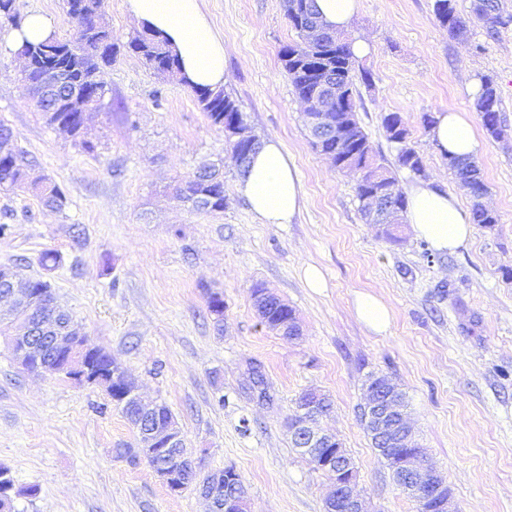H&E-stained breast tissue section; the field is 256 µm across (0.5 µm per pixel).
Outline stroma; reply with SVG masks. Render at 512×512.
<instances>
[{
  "label": "stroma",
  "instance_id": "1",
  "mask_svg": "<svg viewBox=\"0 0 512 512\" xmlns=\"http://www.w3.org/2000/svg\"><path fill=\"white\" fill-rule=\"evenodd\" d=\"M434 0H361L346 31L365 41L358 63L359 118L377 151L394 161L398 147L381 128L400 113L407 144L422 156L425 181L469 191L432 145L422 117L443 111L475 116L473 82L491 77L502 100L503 139L481 136L488 193L499 218L476 226L452 254H424L410 225L390 243L364 223L353 175L317 153L304 107L278 51L296 33L282 0H202L224 41V89L252 131L277 136L294 159L304 206L289 224H262L238 190L224 132L189 86L155 76L136 55L121 53L104 76L107 108L89 114L86 153L51 128L31 98L22 63L0 49V122L37 174L63 190L64 211L34 196L0 191V267L50 282L93 344L122 364L142 395L165 403L203 470L234 467L250 512H324L331 477L296 448L285 426L296 397L329 394L321 427L335 433L356 467L369 512H417L397 489L360 420L369 375L385 374L405 395L408 420L428 461L450 487L458 512H512V27L488 38L471 25L449 37ZM224 163L220 212L174 200L177 178L207 161ZM56 252L58 265L42 258ZM318 267L324 288L304 285ZM260 282L292 306L301 336L287 340L259 323L251 286ZM224 297V328L208 311L209 292ZM381 296L391 321L370 330L354 297ZM260 364L274 394L248 390ZM229 402L219 406L215 394ZM251 431L242 434L241 423ZM134 434L102 387L23 370L0 336V465L16 487V512H208L196 492H170L145 459L121 456Z\"/></svg>",
  "mask_w": 512,
  "mask_h": 512
}]
</instances>
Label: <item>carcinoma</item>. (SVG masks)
Masks as SVG:
<instances>
[{
    "instance_id": "cac0c4a2",
    "label": "carcinoma",
    "mask_w": 512,
    "mask_h": 512,
    "mask_svg": "<svg viewBox=\"0 0 512 512\" xmlns=\"http://www.w3.org/2000/svg\"><path fill=\"white\" fill-rule=\"evenodd\" d=\"M283 8L289 25L297 34V40L279 50L278 57L282 69L288 76L296 96L303 100L315 93H323L321 78L326 73L336 76L342 89L339 99L327 102V112L332 120L339 123L343 134L331 138L322 144L312 143L320 154L329 156V163L340 171L357 175L356 196L359 202L374 191L387 195L398 213L405 212V194L390 169L377 162L374 145L358 117V99H360L355 81V58L351 43L341 34L329 29L316 10L314 0H283ZM433 11L441 26L448 29L452 38L466 36L470 24L477 22L485 28L490 38L498 36L500 30L512 24V13L504 10L501 0H473L471 16L459 15L453 0H434ZM321 24V37L312 42L306 41L303 31L305 17ZM79 32L72 40H59L50 37L32 44L25 42L16 50L17 55H30L34 67L28 72L27 79L34 89L41 90L40 78L45 68H57L63 71L69 80V86L85 94L92 108L101 111L105 108V82L101 79V66H108L115 60L119 49L112 43V31H98L90 18L77 17ZM129 52L142 59L144 64L156 74L165 78L181 75L177 56L166 40L159 34L144 28L127 43ZM201 109L211 122L219 127L239 117L246 120L236 101L222 89L193 88ZM55 94L49 93L41 100V112L48 125L78 142L81 148L91 152L94 146L78 134L81 115L78 112H53ZM474 107L478 112L486 134L499 139L505 132L501 117L502 102L494 82L486 78L475 98ZM381 126L388 142L398 144L407 139L408 130L403 117L398 112H389L382 116ZM255 143L247 148L243 145L231 146L232 158L238 172H244L251 155L258 148L259 137L254 135ZM396 165L419 175L424 172L423 160L413 148L402 147L397 153ZM34 161L22 151L10 155L0 154V189H25L39 198L42 204L61 212L66 205V197L60 187L44 177L32 176ZM448 169L456 180L471 186L473 198V221L486 228L499 223L497 214L486 208L482 198L487 193L480 162L475 158H448ZM174 197L195 211H221L224 209V174L201 173L199 171L180 180L174 187ZM26 300L34 303L55 294L50 284L42 279H28L22 289ZM261 323L272 331H280V323L297 318L293 307L279 301L277 307L258 310ZM90 375L103 377L111 371L112 357L101 348L93 345L88 351ZM250 390L267 403L273 401L270 386L260 366L250 367ZM192 457L187 445L180 448H160L154 460L185 459ZM35 495V489L14 490V482L0 486V512H15L14 496Z\"/></svg>"
}]
</instances>
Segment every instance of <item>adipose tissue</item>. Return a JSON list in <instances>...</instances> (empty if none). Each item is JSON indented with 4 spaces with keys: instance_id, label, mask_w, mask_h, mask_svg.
<instances>
[{
    "instance_id": "ef3b65f1",
    "label": "adipose tissue",
    "mask_w": 512,
    "mask_h": 512,
    "mask_svg": "<svg viewBox=\"0 0 512 512\" xmlns=\"http://www.w3.org/2000/svg\"><path fill=\"white\" fill-rule=\"evenodd\" d=\"M138 24L160 31L178 54L182 72L195 87L223 86L224 42L201 10V0H127ZM431 140L443 153L477 156L481 143L466 113L444 111L435 116ZM239 190L260 223L289 224L300 212L303 185L294 160L281 140L263 138L251 155ZM405 221L413 233L441 253L454 252L472 239L471 216L458 195L416 182L407 194Z\"/></svg>"
}]
</instances>
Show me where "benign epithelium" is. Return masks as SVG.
I'll return each instance as SVG.
<instances>
[{
	"mask_svg": "<svg viewBox=\"0 0 512 512\" xmlns=\"http://www.w3.org/2000/svg\"><path fill=\"white\" fill-rule=\"evenodd\" d=\"M308 103L313 133L323 140L331 138L333 131L330 119L322 112L321 100L312 98ZM76 109L88 111L86 103L82 102L77 92L67 91L57 99L56 111L72 112ZM367 203L369 210L380 223H398L386 197L376 194ZM8 344L24 369L64 375L72 380L84 378L78 349L72 345L68 336H11ZM127 380L128 377L120 366H112L108 384L112 385V392L120 397V401L133 402L143 414L154 412L156 402L143 399L135 389L127 390ZM322 406L320 393L312 392L291 416L290 435L300 448L336 449V454L322 461V466L332 473V491L325 500L326 512H368L366 499L356 490L355 472L351 469L350 460L339 450L336 435L317 425L316 418ZM363 420L371 426L378 440L388 446L405 449L394 460V468L407 492L418 500L435 498L446 512H453L451 489L437 470L425 462L420 449L416 448L412 429L406 420L403 398L392 383L373 378L370 395L363 407ZM161 439L165 440L167 448H179L183 444L181 430L177 425L171 424L161 433L152 431L143 437L141 447L145 448L146 456L153 455L152 448ZM154 471L166 486H172L176 491L181 490L179 484L175 483L179 467L170 463L156 464ZM196 490L212 508L215 507V501H222L220 512H248L245 485L230 467L224 468L222 473L212 474Z\"/></svg>",
	"mask_w": 512,
	"mask_h": 512,
	"instance_id": "benign-epithelium-1",
	"label": "benign epithelium"
}]
</instances>
